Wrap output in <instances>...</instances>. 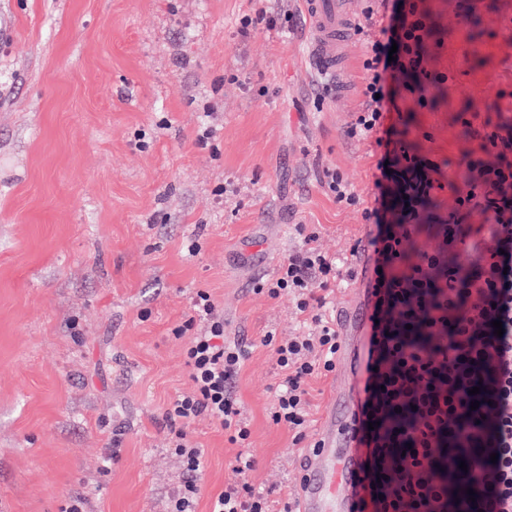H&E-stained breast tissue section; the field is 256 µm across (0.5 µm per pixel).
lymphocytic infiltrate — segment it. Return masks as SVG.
<instances>
[{"label": "lymphocytic infiltrate", "instance_id": "1", "mask_svg": "<svg viewBox=\"0 0 512 512\" xmlns=\"http://www.w3.org/2000/svg\"><path fill=\"white\" fill-rule=\"evenodd\" d=\"M366 2L351 28L364 49L363 103L346 135L373 139L380 151L374 202L362 212L376 254L364 384L369 427L360 438L367 512H512V101L482 124L464 119L479 153L467 163V188L447 219L424 223L445 177L417 154L398 102L410 93L426 103L427 90L447 77L424 65L430 13L422 0ZM477 212L479 224L471 221ZM296 232L299 249L253 291L289 297L304 317L301 334L281 339L271 331L261 340L279 376L269 421L299 443L311 425L312 380L336 371L340 341L328 298L354 279L356 267L322 251L307 225ZM429 238L437 247H420ZM190 305L185 326L193 334L183 356L192 386L166 411L185 477L167 512H196L205 457L187 428L202 415L238 449L233 477L210 512H295L290 501L275 507L271 491L252 482L251 429L232 391L252 344L226 338L208 291H194ZM496 320L503 335L494 333Z\"/></svg>", "mask_w": 512, "mask_h": 512}]
</instances>
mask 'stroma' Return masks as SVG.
Here are the masks:
<instances>
[{
	"label": "stroma",
	"mask_w": 512,
	"mask_h": 512,
	"mask_svg": "<svg viewBox=\"0 0 512 512\" xmlns=\"http://www.w3.org/2000/svg\"><path fill=\"white\" fill-rule=\"evenodd\" d=\"M426 65L448 80L409 138L453 188L476 144L457 116L495 118L512 91V0H426ZM290 11L242 39V19ZM362 48L344 91L320 96L299 0H0V512H166L183 470L166 410L192 382L173 330L202 288L229 340L255 348L234 393L250 421L256 485L294 496L306 443L267 417L275 360L261 338L303 318L254 293L300 240L348 255L360 208L320 181L336 168L372 202L379 151L348 139ZM200 252L189 256L186 246ZM207 467L197 512L236 454L208 417L188 428Z\"/></svg>",
	"instance_id": "obj_1"
}]
</instances>
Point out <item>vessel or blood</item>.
Listing matches in <instances>:
<instances>
[{
  "mask_svg": "<svg viewBox=\"0 0 512 512\" xmlns=\"http://www.w3.org/2000/svg\"><path fill=\"white\" fill-rule=\"evenodd\" d=\"M307 17L309 57L315 67L333 72L345 60V0H300ZM369 279H359L336 312L341 348L334 394L318 430L315 448L305 454L297 490L298 512H357L364 500V455L358 446L363 400L353 381L365 369L363 332L370 324Z\"/></svg>",
  "mask_w": 512,
  "mask_h": 512,
  "instance_id": "b4317fda",
  "label": "vessel or blood"
}]
</instances>
